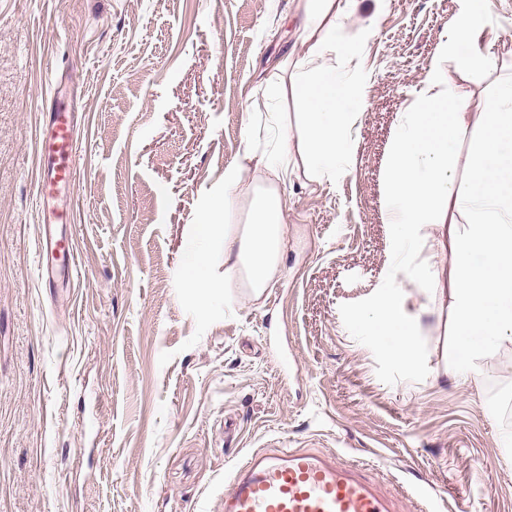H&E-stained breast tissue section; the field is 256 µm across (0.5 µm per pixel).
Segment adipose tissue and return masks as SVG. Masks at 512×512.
Wrapping results in <instances>:
<instances>
[{
    "instance_id": "obj_1",
    "label": "adipose tissue",
    "mask_w": 512,
    "mask_h": 512,
    "mask_svg": "<svg viewBox=\"0 0 512 512\" xmlns=\"http://www.w3.org/2000/svg\"><path fill=\"white\" fill-rule=\"evenodd\" d=\"M359 0H300L295 29L302 48L270 99L287 97L298 106V139L288 133V115L268 112L277 137L265 153L246 151L245 160L272 172L277 185L241 194V166L224 171V189L211 198L196 226L198 240L224 233V285L260 299L281 274L288 236L287 201L279 182L296 175L319 182L348 173L354 164L353 130L370 85L368 74L349 73L336 64L347 21ZM493 0H458V20L442 39L438 55L463 67L492 75L493 85L480 101L440 92L441 74L430 66L420 81L415 103L403 113L385 170L386 216L397 240L399 278L393 291L362 319L376 335L399 337L395 355L405 365L417 357L421 317L430 310L420 298L449 302L452 327L460 344L455 358L474 361L512 342V74L501 75L496 51L484 42ZM477 127L469 154L459 149L460 135ZM248 221L223 224L238 204ZM470 218L467 234L458 231L461 215ZM453 262L440 279L426 283L410 267L409 247L421 228Z\"/></svg>"
}]
</instances>
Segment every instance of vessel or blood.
Masks as SVG:
<instances>
[{
	"label": "vessel or blood",
	"instance_id": "obj_1",
	"mask_svg": "<svg viewBox=\"0 0 512 512\" xmlns=\"http://www.w3.org/2000/svg\"><path fill=\"white\" fill-rule=\"evenodd\" d=\"M42 207L36 271L46 285L74 277V250L66 231L69 213L60 203L77 179L72 113L48 112L38 132ZM365 463L335 452L288 448L246 455L234 467L221 512H400V501L366 474Z\"/></svg>",
	"mask_w": 512,
	"mask_h": 512
}]
</instances>
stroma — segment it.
<instances>
[{
    "mask_svg": "<svg viewBox=\"0 0 512 512\" xmlns=\"http://www.w3.org/2000/svg\"><path fill=\"white\" fill-rule=\"evenodd\" d=\"M298 0H0V512H219L258 448L369 464L403 512H512V344L444 376L459 344L423 316L414 367L358 318L391 287L383 173L455 0H361L345 35L370 74L356 164L286 184L283 275L257 300L186 285L204 193L242 120L296 57ZM449 95L491 76L442 59ZM71 110L75 286L35 273L36 134Z\"/></svg>",
    "mask_w": 512,
    "mask_h": 512,
    "instance_id": "1",
    "label": "stroma"
}]
</instances>
